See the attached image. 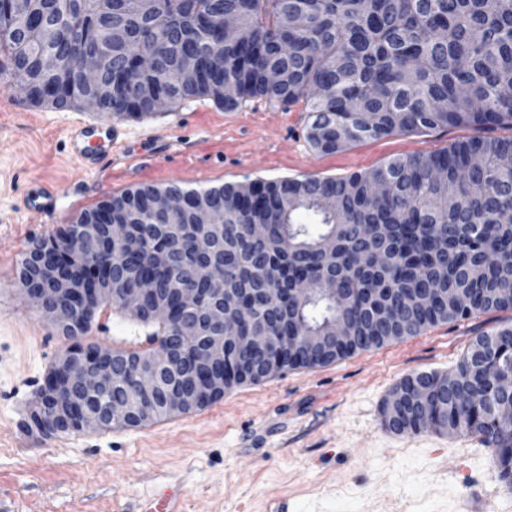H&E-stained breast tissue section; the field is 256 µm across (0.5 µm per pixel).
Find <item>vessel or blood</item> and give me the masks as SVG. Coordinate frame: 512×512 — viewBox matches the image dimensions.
Listing matches in <instances>:
<instances>
[{"label":"vessel or blood","mask_w":512,"mask_h":512,"mask_svg":"<svg viewBox=\"0 0 512 512\" xmlns=\"http://www.w3.org/2000/svg\"><path fill=\"white\" fill-rule=\"evenodd\" d=\"M70 138L73 155L93 172L98 171L100 162L111 157L115 148H137L136 143L129 141L125 128L109 122H77L70 130ZM140 512H184L183 493L176 484H161L142 501Z\"/></svg>","instance_id":"obj_1"}]
</instances>
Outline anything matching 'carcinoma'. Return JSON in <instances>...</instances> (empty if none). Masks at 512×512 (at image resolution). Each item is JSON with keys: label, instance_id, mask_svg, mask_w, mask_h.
<instances>
[{"label": "carcinoma", "instance_id": "carcinoma-1", "mask_svg": "<svg viewBox=\"0 0 512 512\" xmlns=\"http://www.w3.org/2000/svg\"><path fill=\"white\" fill-rule=\"evenodd\" d=\"M236 19L243 39L223 36ZM120 27L122 41L106 39ZM103 55L102 81L81 67L57 72L53 59ZM0 52L11 60L14 85L36 104L76 109L107 96L116 120L155 112V103L208 98L235 109L254 98L303 104L307 139L333 153L363 140L448 127L483 134L429 154L395 157L370 171L343 177L243 181L199 189L145 185L114 195L78 224H115L94 252H52L35 245L21 259L19 281L36 284L34 262L46 260L88 298L103 288H132L151 279L152 295L136 303L140 323L158 346H203L216 335L203 313L175 311L151 319L158 302L175 305L172 288L208 285L193 275L199 247L235 245L224 265V307L235 315L250 295L270 298L249 312L239 335L275 332L300 346L298 331L327 336L338 320L348 340L297 352L293 360L252 357L232 340L224 347L234 370L215 369L195 391L258 383L287 369L331 364L359 351L418 336L439 324L512 311V0H0ZM186 54L198 60L194 81L180 77ZM181 196L185 209L163 218L153 202ZM219 213L206 240L186 225L194 212ZM262 224L255 240L251 225ZM112 255V268L96 264ZM311 292L295 297V281ZM112 373L130 377L143 351L104 348ZM427 392L417 415L408 400L385 401L386 427L475 437L499 479L512 492V427L495 421L488 393L512 395V324L479 333L449 373L425 371L395 390ZM105 399L141 404L129 387L114 385Z\"/></svg>", "mask_w": 512, "mask_h": 512}]
</instances>
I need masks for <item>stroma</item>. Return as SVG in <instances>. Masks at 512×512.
Listing matches in <instances>:
<instances>
[{
    "label": "stroma",
    "instance_id": "35a3bbf8",
    "mask_svg": "<svg viewBox=\"0 0 512 512\" xmlns=\"http://www.w3.org/2000/svg\"><path fill=\"white\" fill-rule=\"evenodd\" d=\"M9 79L0 54V512H138L164 480L180 484L187 512H267L280 497L296 512H461L472 498L512 512V493L476 438L398 434L382 416L404 378L452 371L474 336L512 322V311L239 385L209 406L142 427L49 439L28 428L33 393L67 342L25 301L17 269L34 244L75 221L73 193L86 210L144 184L347 176L444 149L474 129L405 133L324 154L306 138L301 106L255 98L227 110L196 99L126 120L144 156L116 149L110 172L95 174L72 155L68 128L98 111L34 104ZM40 191L55 195L54 214L26 210L27 196ZM147 334L105 305L85 340L112 349Z\"/></svg>",
    "mask_w": 512,
    "mask_h": 512
}]
</instances>
